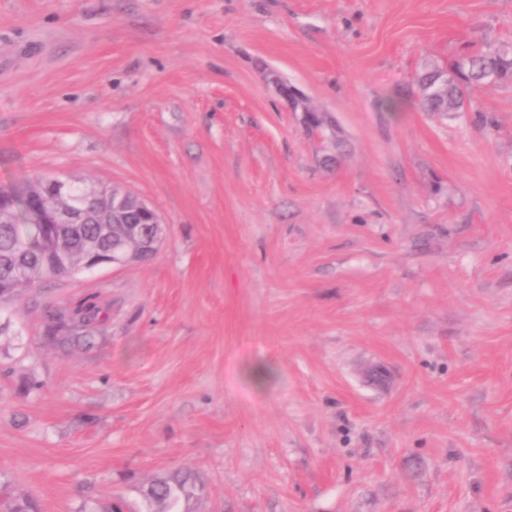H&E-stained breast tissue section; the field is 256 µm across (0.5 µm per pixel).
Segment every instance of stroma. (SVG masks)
<instances>
[{
	"instance_id": "35a3bbf8",
	"label": "stroma",
	"mask_w": 512,
	"mask_h": 512,
	"mask_svg": "<svg viewBox=\"0 0 512 512\" xmlns=\"http://www.w3.org/2000/svg\"><path fill=\"white\" fill-rule=\"evenodd\" d=\"M485 45L512 0H0V185L163 222L0 304V497L158 512L185 469L178 512H512V85L414 84ZM100 313L101 307L93 302L80 304L68 310L49 307L44 312L46 336L52 340L70 337L74 342L86 341L88 336H78L75 332L83 329L86 331L88 326L98 321ZM187 474L176 475L169 480L156 481L149 489V495L157 502L166 504L169 512H175L179 495L186 490Z\"/></svg>"
}]
</instances>
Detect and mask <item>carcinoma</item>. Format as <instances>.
Returning a JSON list of instances; mask_svg holds the SVG:
<instances>
[{"instance_id": "cac0c4a2", "label": "carcinoma", "mask_w": 512, "mask_h": 512, "mask_svg": "<svg viewBox=\"0 0 512 512\" xmlns=\"http://www.w3.org/2000/svg\"><path fill=\"white\" fill-rule=\"evenodd\" d=\"M508 82H512V52L490 47L453 59L446 70L425 72L415 78L421 105L427 112H466L477 89ZM17 264L27 265L34 271L35 283L65 275L62 265L41 261L22 241L15 225L0 223V284L10 283ZM100 313L101 307L93 302L68 310L49 307L44 312L46 336L56 340L66 335L74 342L85 341L87 337L77 335L76 331L97 322ZM187 481L185 474L159 480L150 487L149 495L167 505L169 512H175Z\"/></svg>"}]
</instances>
